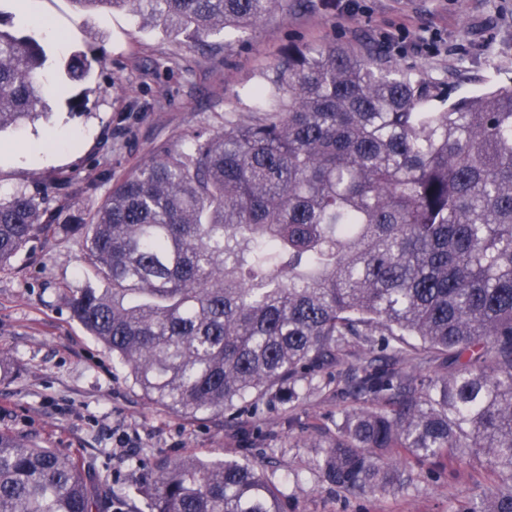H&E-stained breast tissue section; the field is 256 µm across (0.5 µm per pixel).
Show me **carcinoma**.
<instances>
[{
	"label": "carcinoma",
	"mask_w": 512,
	"mask_h": 512,
	"mask_svg": "<svg viewBox=\"0 0 512 512\" xmlns=\"http://www.w3.org/2000/svg\"><path fill=\"white\" fill-rule=\"evenodd\" d=\"M126 9L200 45L288 0H72ZM42 44L0 27V132L41 116ZM92 62L73 54L61 94ZM255 95L262 116L164 151L96 207L60 220L0 197V269L39 236L82 239L93 279L72 316L128 367L151 405L240 424L303 397L348 354L336 395L359 406L314 444L349 495L486 473L452 512H512V85L451 101L371 52L289 46ZM96 281L107 284L97 288ZM448 353L456 370L421 368ZM150 512H282L275 482L236 460L159 462ZM127 512L75 458L0 431V512Z\"/></svg>",
	"instance_id": "carcinoma-1"
}]
</instances>
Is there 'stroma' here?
<instances>
[{"mask_svg": "<svg viewBox=\"0 0 512 512\" xmlns=\"http://www.w3.org/2000/svg\"><path fill=\"white\" fill-rule=\"evenodd\" d=\"M0 19L49 55L41 118L0 132V194L23 191L65 212L97 205L111 188L103 173L120 179L197 134L258 118L253 88L292 43L373 47L389 64L441 83L453 100L512 83V0H336L328 11L319 0H288L287 11L213 36L204 49L125 11L78 13L71 0H0ZM78 52L93 73L71 88L84 99L75 112L55 86ZM33 141L45 143L44 153L26 154ZM88 275L81 239L63 235L30 242L0 269V430L79 457L137 512L147 509L139 488L151 466L192 456L253 464L278 486L284 512H450L474 491L469 478L436 481L423 472L403 493L329 489L316 471L320 449L298 446L288 417L313 425L317 440L352 409L348 399L265 400L250 419L261 436L249 450L236 423L152 407L70 314L66 298Z\"/></svg>", "mask_w": 512, "mask_h": 512, "instance_id": "1", "label": "stroma"}]
</instances>
